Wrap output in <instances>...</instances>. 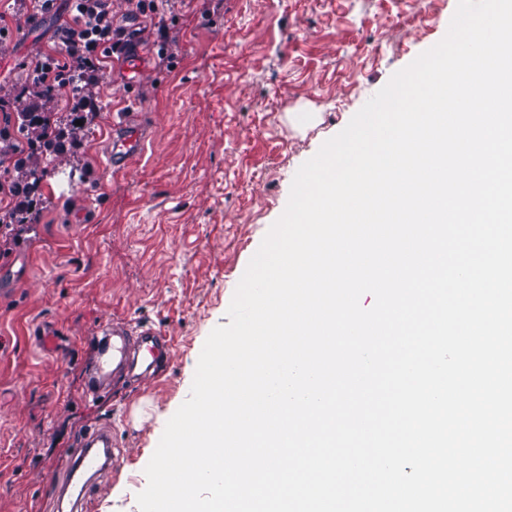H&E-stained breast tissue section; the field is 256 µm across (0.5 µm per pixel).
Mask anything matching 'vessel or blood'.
Returning a JSON list of instances; mask_svg holds the SVG:
<instances>
[{"label":"vessel or blood","instance_id":"1","mask_svg":"<svg viewBox=\"0 0 512 512\" xmlns=\"http://www.w3.org/2000/svg\"><path fill=\"white\" fill-rule=\"evenodd\" d=\"M145 137L139 128L128 126L114 139L107 153V164L115 170L129 167L144 150ZM96 363L88 371L86 395L93 401L107 399L118 382H136L155 376L163 365V354L170 350V341L161 332L112 320L97 331ZM119 462L112 444V428L99 425L86 430L75 448L59 458L54 475L46 487L49 496L78 489L76 508L85 512L90 498L91 478H99Z\"/></svg>","mask_w":512,"mask_h":512}]
</instances>
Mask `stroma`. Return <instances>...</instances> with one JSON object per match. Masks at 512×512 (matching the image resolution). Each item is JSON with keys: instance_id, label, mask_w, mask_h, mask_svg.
<instances>
[{"instance_id": "35a3bbf8", "label": "stroma", "mask_w": 512, "mask_h": 512, "mask_svg": "<svg viewBox=\"0 0 512 512\" xmlns=\"http://www.w3.org/2000/svg\"><path fill=\"white\" fill-rule=\"evenodd\" d=\"M457 0H161L175 56L158 64L141 22L140 75L112 60L101 112L44 183L19 244L0 257V512H35L79 435L112 426L120 466L92 512H139L145 467L189 397L209 333L287 205L299 167L447 33ZM66 8L0 40V87L56 46ZM150 139L115 172L119 121ZM117 319L171 336L164 374L99 402L85 345ZM55 326L56 350L35 334Z\"/></svg>"}]
</instances>
